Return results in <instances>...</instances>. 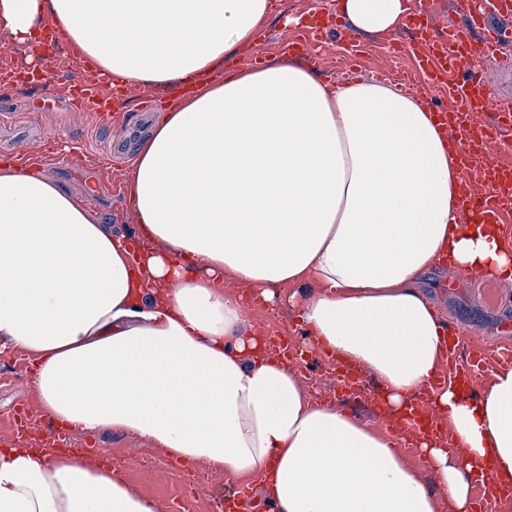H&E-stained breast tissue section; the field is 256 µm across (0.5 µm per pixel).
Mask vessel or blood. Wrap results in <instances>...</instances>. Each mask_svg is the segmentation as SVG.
I'll return each mask as SVG.
<instances>
[{
  "label": "vessel or blood",
  "instance_id": "obj_1",
  "mask_svg": "<svg viewBox=\"0 0 512 512\" xmlns=\"http://www.w3.org/2000/svg\"><path fill=\"white\" fill-rule=\"evenodd\" d=\"M512 41V0H485L482 9L470 12L462 27L438 30L436 18L423 11L415 41L399 47V54L411 55L430 84L443 89L449 104L432 107L434 116L446 127L448 149L455 153L464 172L459 187L463 208L478 224L512 223V163L502 162L490 152L491 146L512 143V102L494 95L490 83L475 62L501 44ZM42 89L30 109L45 112L73 107L83 112L98 113L108 119L112 110L100 84H79L61 77L56 66H47L40 74ZM479 113L490 114L489 122L477 123ZM484 182L488 193L475 195L472 181ZM461 339L448 338V351L438 381H452L453 388L464 396L474 395V377L486 367L480 353L469 360L459 355ZM322 364L335 367L336 386L341 391L367 392L364 376L356 368L338 364L332 355H324ZM381 422L397 438L418 442L434 435L437 425L433 418L430 394L414 399L397 415L381 414ZM224 512H274L269 501L258 498L248 486L239 487L235 496L225 501Z\"/></svg>",
  "mask_w": 512,
  "mask_h": 512
}]
</instances>
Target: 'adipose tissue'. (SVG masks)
Returning a JSON list of instances; mask_svg holds the SVG:
<instances>
[{"mask_svg": "<svg viewBox=\"0 0 512 512\" xmlns=\"http://www.w3.org/2000/svg\"><path fill=\"white\" fill-rule=\"evenodd\" d=\"M388 33L409 0H340ZM268 0H0V28L46 23L127 86L185 82L255 42ZM462 172L424 105L363 77L329 85L276 61L204 83L162 114L126 176L140 236L103 223L45 168L0 167V348L32 358L42 412L111 429L260 487L278 512H469L477 467L512 478V369L478 398L435 392L444 438L427 486L394 440L311 403L263 359L238 287L277 291L308 345L361 366L393 405L442 365L446 323L422 288L456 266L512 282V235L470 224ZM0 512H160L115 469L0 448Z\"/></svg>", "mask_w": 512, "mask_h": 512, "instance_id": "obj_1", "label": "adipose tissue"}]
</instances>
